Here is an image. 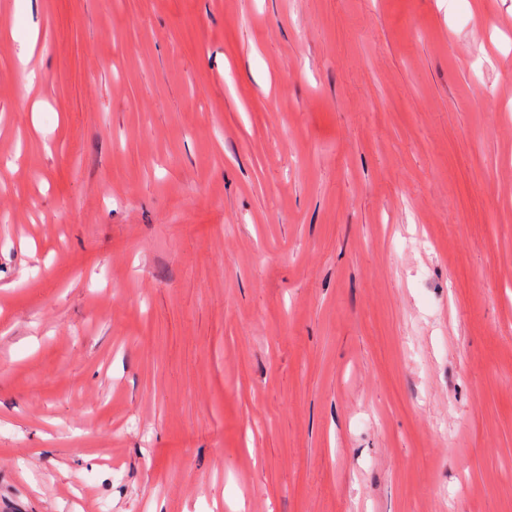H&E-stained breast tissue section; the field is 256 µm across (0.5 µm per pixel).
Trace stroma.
<instances>
[{
    "label": "stroma",
    "instance_id": "stroma-1",
    "mask_svg": "<svg viewBox=\"0 0 512 512\" xmlns=\"http://www.w3.org/2000/svg\"><path fill=\"white\" fill-rule=\"evenodd\" d=\"M1 197L0 512H512V0H0Z\"/></svg>",
    "mask_w": 512,
    "mask_h": 512
}]
</instances>
